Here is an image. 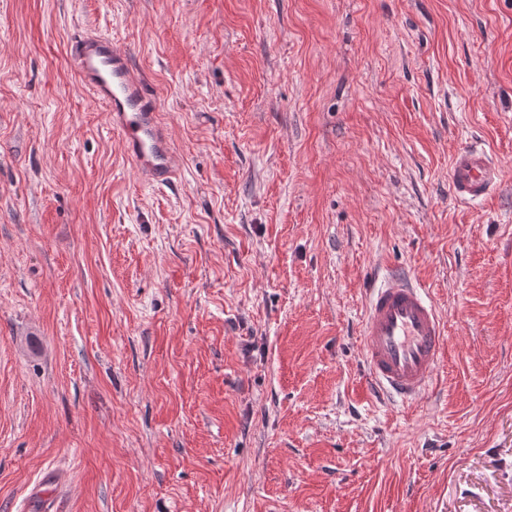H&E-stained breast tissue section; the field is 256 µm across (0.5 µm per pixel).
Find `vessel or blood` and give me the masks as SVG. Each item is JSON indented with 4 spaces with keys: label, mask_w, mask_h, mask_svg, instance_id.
Returning <instances> with one entry per match:
<instances>
[{
    "label": "vessel or blood",
    "mask_w": 512,
    "mask_h": 512,
    "mask_svg": "<svg viewBox=\"0 0 512 512\" xmlns=\"http://www.w3.org/2000/svg\"><path fill=\"white\" fill-rule=\"evenodd\" d=\"M81 85L107 109L109 123L137 172L152 185L169 183L177 156L159 102L126 50L110 37L89 32L70 46ZM501 169L490 152L467 145L453 156L449 188L455 200L472 203L492 194ZM363 354L375 389L404 402L429 387L446 347V329L428 291L400 274L372 286L362 318Z\"/></svg>",
    "instance_id": "1"
}]
</instances>
